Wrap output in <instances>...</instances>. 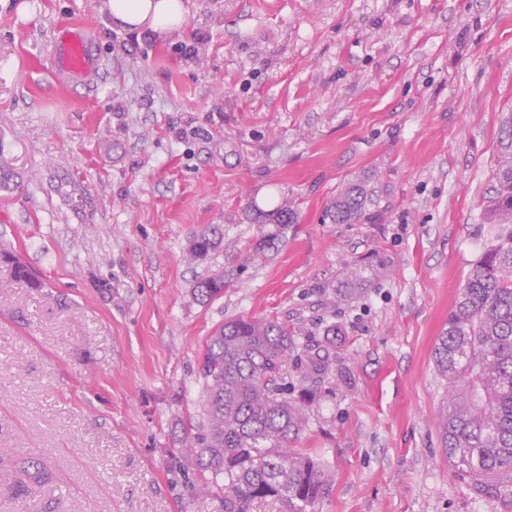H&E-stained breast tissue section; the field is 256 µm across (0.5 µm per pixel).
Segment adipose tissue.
<instances>
[{
  "label": "adipose tissue",
  "instance_id": "ef3b65f1",
  "mask_svg": "<svg viewBox=\"0 0 512 512\" xmlns=\"http://www.w3.org/2000/svg\"><path fill=\"white\" fill-rule=\"evenodd\" d=\"M105 8L115 23L129 30H179L186 15L183 0H107Z\"/></svg>",
  "mask_w": 512,
  "mask_h": 512
}]
</instances>
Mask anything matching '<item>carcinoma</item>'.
Returning <instances> with one entry per match:
<instances>
[{
	"instance_id": "carcinoma-1",
	"label": "carcinoma",
	"mask_w": 512,
	"mask_h": 512,
	"mask_svg": "<svg viewBox=\"0 0 512 512\" xmlns=\"http://www.w3.org/2000/svg\"><path fill=\"white\" fill-rule=\"evenodd\" d=\"M367 190L342 188L330 207L335 224L363 218ZM284 201L256 223H291ZM484 215L499 225L493 242L473 264L433 348V363L447 382L437 414L440 444L448 463L466 476L479 496L512 492V122L499 137ZM217 226L196 233L188 253L205 261L219 247ZM13 278L29 287L41 283L7 252ZM224 293V272L196 280L201 303ZM296 330L273 318L240 317L224 322L201 356L202 422L183 427V451L200 474L198 491L224 489V512H250L274 499L283 512H311L329 494L332 475L316 457L288 448L307 429L309 407L329 359L301 348ZM305 383L288 396V379Z\"/></svg>"
}]
</instances>
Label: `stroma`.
<instances>
[{
    "mask_svg": "<svg viewBox=\"0 0 512 512\" xmlns=\"http://www.w3.org/2000/svg\"><path fill=\"white\" fill-rule=\"evenodd\" d=\"M184 2L182 30L137 35L104 0H0V249L41 282L0 262V512H224L172 457L205 343L240 316L332 359L292 444L334 476L314 512H512L444 458L432 360L495 234L512 0ZM72 23L97 83L53 77ZM352 182L366 215L332 223ZM284 199L292 223H256ZM210 224L223 243L191 262ZM354 266L360 296L334 302ZM218 269L223 295L194 301ZM33 457L37 480L18 472ZM0 259L1 262L10 265L11 274L17 282L24 284L29 288L40 287L41 283L31 274L27 266L13 255L1 250Z\"/></svg>",
    "mask_w": 512,
    "mask_h": 512,
    "instance_id": "35a3bbf8",
    "label": "stroma"
}]
</instances>
